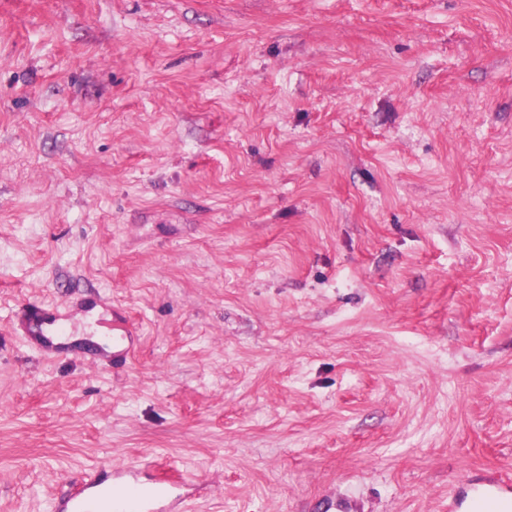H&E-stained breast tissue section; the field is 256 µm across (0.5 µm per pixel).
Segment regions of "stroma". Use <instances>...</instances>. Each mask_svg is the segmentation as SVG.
I'll use <instances>...</instances> for the list:
<instances>
[{
	"instance_id": "1",
	"label": "stroma",
	"mask_w": 512,
	"mask_h": 512,
	"mask_svg": "<svg viewBox=\"0 0 512 512\" xmlns=\"http://www.w3.org/2000/svg\"><path fill=\"white\" fill-rule=\"evenodd\" d=\"M124 365L13 333L27 303ZM512 483V0H0V512ZM140 468L136 465H127L117 469L112 474V468L99 469L90 474L85 482L72 492L63 494L54 502L55 512H97L103 511L101 508L102 499H109L112 502L111 509L114 512H128V510L115 507L114 501V483L117 473H124L129 476H136ZM153 490H157V495L149 494L148 497L155 501L154 507L151 508L155 511L150 512H186V496L170 497L166 492L165 481L159 480L156 487Z\"/></svg>"
}]
</instances>
